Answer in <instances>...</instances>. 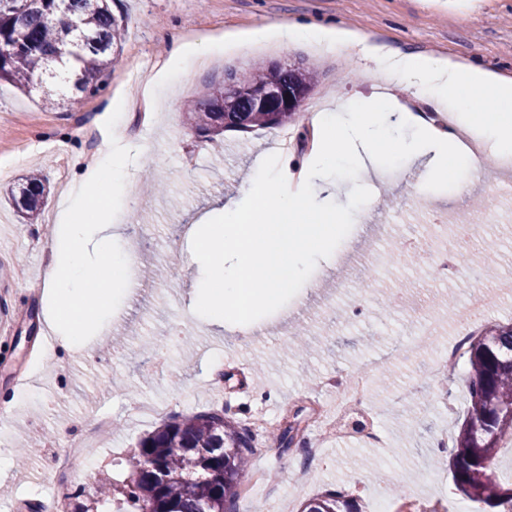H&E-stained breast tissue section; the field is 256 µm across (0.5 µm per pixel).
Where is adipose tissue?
<instances>
[{
	"instance_id": "adipose-tissue-1",
	"label": "adipose tissue",
	"mask_w": 512,
	"mask_h": 512,
	"mask_svg": "<svg viewBox=\"0 0 512 512\" xmlns=\"http://www.w3.org/2000/svg\"><path fill=\"white\" fill-rule=\"evenodd\" d=\"M252 38L371 56L380 69L394 75L396 85L447 107L455 126L437 129L396 96L372 94L344 100L335 112L314 116L319 136L313 155L303 164L298 191L285 190L273 177L276 158L259 157L249 178V200L226 201L222 223L196 233L194 255L211 264L210 275L197 285V306L207 324L222 328L236 327L252 309L277 303L284 285L307 278L316 252L335 250L349 210L369 209L368 201L348 196L323 203L330 187L321 177L339 163L363 169L390 148L408 157L430 155L418 185L427 193L452 171L461 180L470 179L461 133L492 141L498 155H512L511 77L494 76L474 65L461 70L428 55L376 50L339 27L268 24L257 28Z\"/></svg>"
}]
</instances>
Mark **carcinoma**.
<instances>
[{
  "mask_svg": "<svg viewBox=\"0 0 512 512\" xmlns=\"http://www.w3.org/2000/svg\"><path fill=\"white\" fill-rule=\"evenodd\" d=\"M112 0H0V81L30 94L41 91L46 105L60 97L75 105L95 93L117 64L125 29L112 13ZM317 83L309 67H254L224 70L196 101L190 115L196 133L208 138L227 128L285 127L297 112H267L250 90L277 86L306 95ZM233 111H224V100ZM45 185L31 173L10 192L21 218L41 216ZM469 385L464 422L454 438L452 472L457 489L470 501L512 512V475L499 469L500 455L512 452V324H496L466 341ZM253 436L238 422L209 410L171 417L139 442L130 458L134 479L124 498L135 512H234ZM70 512H98L108 494L82 490L69 495ZM301 512H363L357 499L339 492L318 495Z\"/></svg>",
  "mask_w": 512,
  "mask_h": 512,
  "instance_id": "carcinoma-1",
  "label": "carcinoma"
}]
</instances>
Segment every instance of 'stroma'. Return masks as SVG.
<instances>
[{
	"label": "stroma",
	"instance_id": "obj_1",
	"mask_svg": "<svg viewBox=\"0 0 512 512\" xmlns=\"http://www.w3.org/2000/svg\"><path fill=\"white\" fill-rule=\"evenodd\" d=\"M123 16L126 38L118 63L102 88L74 107H44L11 83L0 82V259L26 271L13 279L0 268V512H12L25 497L47 498L71 492L87 481L111 484L113 495L102 512H117L130 467L127 460L140 438L158 427L155 419L132 421L125 407L133 400H163L172 415L222 409L229 420L244 423L262 412L299 423L295 447L282 451L270 441L254 454L252 472L264 478L253 495L240 496L236 512H300L303 503L327 491H351L353 481L363 512H374L376 494L390 508L399 496L443 500L450 512L466 504L449 469L450 444L440 432L455 436L465 415L468 365L459 363L452 381L435 382L434 358L439 344L451 340L457 319L449 296L482 288L495 297L486 325L512 322V209L501 187L505 177L492 145L481 179L458 189L455 177L436 184L426 197V211L413 210V181L419 163L404 157L382 159L377 176L337 166L332 176L350 195L374 199L371 213L348 214L343 239L333 258L319 262L294 296L261 312L248 335L212 327L194 312L192 290L203 274L193 261L190 226L218 214L225 195L242 192L254 159L277 150L278 128L227 131L214 141L197 138L189 120L190 105L208 83L222 80L225 69L244 72L257 66L298 65L316 68L318 83L296 119L307 126L313 111L336 99L379 92L387 76L361 56L322 51L306 44L242 49L222 63L198 54L184 74L168 76L165 38L201 43L220 36H246L265 22L335 25L369 41L403 53L424 54L475 64L496 75L512 76V0H112ZM122 106L126 143L135 158L127 177L135 187L130 206L119 212L112 238L134 248L133 285L114 314L86 345L63 348L60 341L43 346L48 327L49 296L41 283L48 261L45 241L56 237L49 223L44 242L33 245L26 224L8 199L10 189L29 171L47 178L44 213H60L65 189L80 181L87 163L109 143L104 127L111 108ZM493 202L492 216L482 222L481 238L457 249L453 230L427 223V210L458 218L474 203ZM388 225L379 239L378 228ZM416 237L429 250L457 251L456 269L447 281L431 280L428 266L404 254L400 242ZM377 247L369 274L359 273L352 257ZM367 288L370 301L362 311L348 304L346 290ZM432 316L436 333L408 347L413 323ZM308 329L312 353L298 358L288 348L297 324ZM184 329L166 367L154 360L172 329ZM391 348V362L370 373L366 407L383 445L364 435L330 433L317 422V409L333 405L336 392L318 389L319 380H349L376 352ZM419 384L417 416L400 419L391 394ZM24 404L13 405L18 391ZM112 423V444L103 463L86 467L75 460L69 472L52 467L54 455L88 432L90 424ZM320 442L323 459L310 464L301 488L289 485L300 467L305 445Z\"/></svg>",
	"mask_w": 512,
	"mask_h": 512
}]
</instances>
